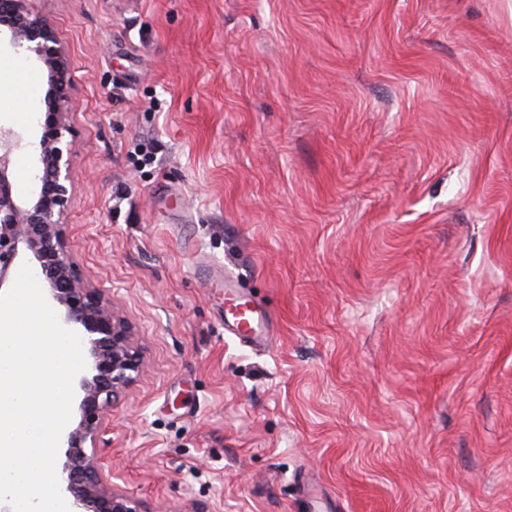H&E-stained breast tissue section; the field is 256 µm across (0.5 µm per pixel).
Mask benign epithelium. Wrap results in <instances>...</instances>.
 I'll use <instances>...</instances> for the list:
<instances>
[{"instance_id": "7a95c632", "label": "benign epithelium", "mask_w": 512, "mask_h": 512, "mask_svg": "<svg viewBox=\"0 0 512 512\" xmlns=\"http://www.w3.org/2000/svg\"><path fill=\"white\" fill-rule=\"evenodd\" d=\"M22 2L6 0L0 5V28L10 31L16 50L33 54L43 63L48 89L36 158L39 185L29 199L14 195L8 176L20 139L0 127V287L16 267L20 252L30 253L46 283V298L62 311L66 325L89 336L93 365L92 374L77 382L82 392L80 419L61 435L66 450L58 482L71 497L72 512H141L131 498L112 490L101 462L85 452L87 444L96 447L108 411L118 393L135 381L142 356L132 341L129 323L116 314L100 289L82 277L71 258L70 229L64 216L71 205L67 183L75 140L62 143L63 133L70 132L68 68L51 27L27 17Z\"/></svg>"}]
</instances>
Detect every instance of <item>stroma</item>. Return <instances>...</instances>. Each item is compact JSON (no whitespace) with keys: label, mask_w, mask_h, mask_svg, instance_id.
<instances>
[{"label":"stroma","mask_w":512,"mask_h":512,"mask_svg":"<svg viewBox=\"0 0 512 512\" xmlns=\"http://www.w3.org/2000/svg\"><path fill=\"white\" fill-rule=\"evenodd\" d=\"M70 74L73 259L143 360L142 512H512V0H24ZM28 196L48 88L6 76ZM267 315L224 329L222 280Z\"/></svg>","instance_id":"stroma-1"}]
</instances>
